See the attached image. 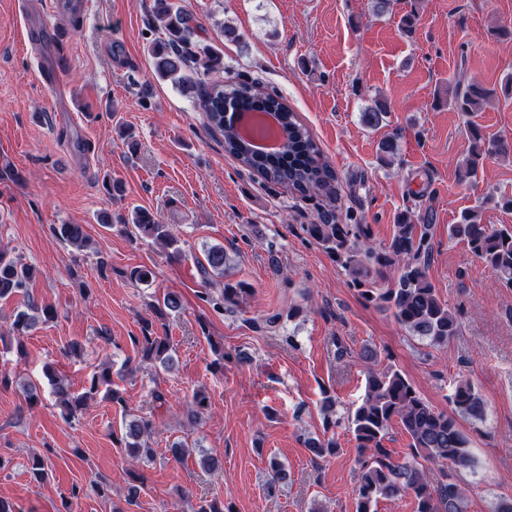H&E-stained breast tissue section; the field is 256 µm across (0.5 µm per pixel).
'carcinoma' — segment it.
Wrapping results in <instances>:
<instances>
[{"label": "carcinoma", "mask_w": 512, "mask_h": 512, "mask_svg": "<svg viewBox=\"0 0 512 512\" xmlns=\"http://www.w3.org/2000/svg\"><path fill=\"white\" fill-rule=\"evenodd\" d=\"M150 28L154 38L149 43V52L155 75L171 80L198 99L207 126L224 137V153L264 181L301 198L324 190L332 192L336 174L323 159L318 144L298 114L277 90L266 89L257 79L221 77L224 53L199 39L200 26L181 0H153ZM495 95V90L471 80L462 87L455 86L447 97H437L436 102H446L468 113ZM240 112L275 115L273 135L279 142L278 152L267 154L252 147L250 140L234 125V114ZM388 112V103L376 97L361 112V119L365 125L377 127L385 121ZM378 153L380 162L394 163L399 157L398 137L383 139ZM511 155V141L488 138L473 124L469 128L468 152L458 166L459 176L471 180L477 177L487 158ZM419 220L418 226L410 211L400 212L390 242L380 248L369 243L365 224H307L304 231L347 273L365 304L391 310L396 322L410 335L430 348L441 349L459 334L460 314L441 300L428 276L432 255L428 229L433 216L426 212ZM120 223L131 224L139 237L162 244L168 258L178 260L185 256L180 241L152 212L136 209L129 218H120ZM54 232L60 241L76 248L86 242L80 224H60ZM448 237L465 243L496 274L501 285L512 288L511 227L482 224L475 213L465 212L458 223L448 225ZM226 261L224 247L206 248L205 262L199 264L202 281L210 285L224 278ZM392 267L397 273L386 282L384 273ZM36 278L37 270L33 266L0 251V299L21 292ZM251 292L252 288L244 281H227L218 296L206 292L202 300L219 313L236 312ZM180 308V299L173 293L166 294L162 304L154 306L159 318ZM54 318L52 307L30 304L14 315L6 332L0 331V341L6 334L26 336L39 322ZM133 343L143 358L171 369L172 345L168 337L154 330L153 323H144L141 335ZM111 382V371L104 368L92 374L90 386L82 394L74 395L64 383H55V394L64 415L75 417L90 395ZM448 405V412L435 409L396 368L368 373L361 403L347 411L346 416L348 430L360 453V470L353 490L356 512H375L379 500L405 497L414 501L415 512H467L466 491L454 476L473 463L471 441L460 420L483 421L486 405L474 385L462 378L455 381ZM395 423L409 438V453L402 462L394 460L385 445ZM153 430L152 420L142 416L136 415L125 423L121 447L132 461H154ZM305 447L315 461L334 457L339 452L333 435L310 438Z\"/></svg>", "instance_id": "obj_1"}]
</instances>
